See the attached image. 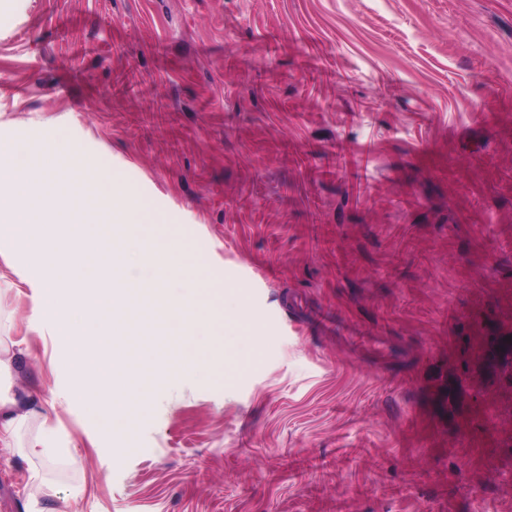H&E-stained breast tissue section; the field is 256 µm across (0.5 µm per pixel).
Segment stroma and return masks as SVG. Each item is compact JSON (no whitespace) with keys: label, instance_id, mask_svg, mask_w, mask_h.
<instances>
[{"label":"stroma","instance_id":"35a3bbf8","mask_svg":"<svg viewBox=\"0 0 512 512\" xmlns=\"http://www.w3.org/2000/svg\"><path fill=\"white\" fill-rule=\"evenodd\" d=\"M1 141L175 226L237 371L113 437L0 243V512H512V0H0ZM23 405L29 406L15 394L0 389V440L2 433L5 439L11 438L19 424L32 413L31 409L19 412Z\"/></svg>","mask_w":512,"mask_h":512}]
</instances>
